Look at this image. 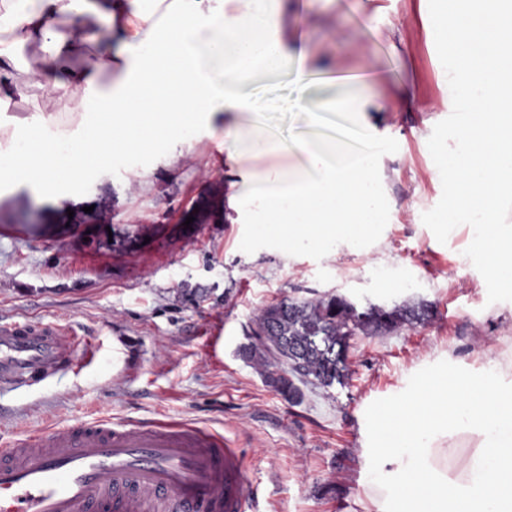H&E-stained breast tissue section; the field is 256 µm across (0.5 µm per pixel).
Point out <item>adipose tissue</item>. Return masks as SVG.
<instances>
[{"mask_svg":"<svg viewBox=\"0 0 512 512\" xmlns=\"http://www.w3.org/2000/svg\"><path fill=\"white\" fill-rule=\"evenodd\" d=\"M280 0H0V80L31 71L22 52L36 48L49 93L63 114L36 112L25 128L0 123V186L26 187L54 199L112 165L119 151L146 153L166 144L182 155L198 124L224 112H249L245 89L287 68ZM209 28L222 61L201 73L193 35ZM303 111L350 115L369 147L354 153L337 140L299 141L306 174L276 189V176L251 174L257 235L288 246L327 248L372 236L380 206L384 146L369 111L395 112L363 84ZM361 493L371 512H512V356L491 355L461 376L443 366L418 381L371 424Z\"/></svg>","mask_w":512,"mask_h":512,"instance_id":"1","label":"adipose tissue"}]
</instances>
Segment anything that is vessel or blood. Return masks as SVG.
I'll list each match as a JSON object with an SVG mask.
<instances>
[{"label": "vessel or blood", "mask_w": 512, "mask_h": 512, "mask_svg": "<svg viewBox=\"0 0 512 512\" xmlns=\"http://www.w3.org/2000/svg\"><path fill=\"white\" fill-rule=\"evenodd\" d=\"M54 321L0 319V389L51 381L79 362ZM235 449L193 425L81 421L0 448V512H248Z\"/></svg>", "instance_id": "b4317fda"}]
</instances>
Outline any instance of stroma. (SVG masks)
Wrapping results in <instances>:
<instances>
[{
	"label": "stroma",
	"mask_w": 512,
	"mask_h": 512,
	"mask_svg": "<svg viewBox=\"0 0 512 512\" xmlns=\"http://www.w3.org/2000/svg\"><path fill=\"white\" fill-rule=\"evenodd\" d=\"M294 47L322 57L310 92L363 82L378 94L409 96L397 112H376L384 131L378 244L287 250L256 237L234 194L260 167L276 175L303 169L300 140L336 138L360 151L367 141L342 112L298 111L293 70L247 87L250 112H226L222 128L198 130L176 162L165 151L117 158L111 170L74 188L72 212L23 189L0 198V316L53 319L87 336L94 355L43 386L0 390V441L109 416L128 423L191 424L236 448L253 488L251 512H365L357 500L367 476L362 453L373 412L453 356L469 373L486 355L512 349V312L496 311L465 256L467 234L439 243L421 219L442 195L432 181L427 141L447 118L442 64L428 0H287ZM402 16L399 37L389 22ZM33 75L21 92L0 91V120L30 115L33 101L54 111ZM257 125L275 152L231 164L224 128ZM152 185L143 188L142 168ZM206 206L209 224L186 225ZM125 239L120 250L87 245L82 224L101 214ZM346 296L358 306L431 304L424 324L353 337L345 384L305 386L302 401L269 387L241 355L258 309L285 298Z\"/></svg>",
	"instance_id": "stroma-1"
}]
</instances>
